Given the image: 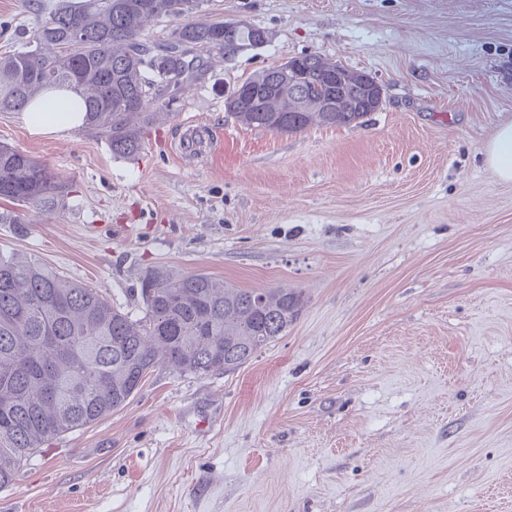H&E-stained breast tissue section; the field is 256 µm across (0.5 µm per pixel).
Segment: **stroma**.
I'll list each match as a JSON object with an SVG mask.
<instances>
[{"mask_svg":"<svg viewBox=\"0 0 512 512\" xmlns=\"http://www.w3.org/2000/svg\"><path fill=\"white\" fill-rule=\"evenodd\" d=\"M268 40L204 65L135 157L81 128L0 144L59 173L62 208L0 199V254L139 317L142 275L292 288L288 331L241 368L157 364L120 410L50 441L0 512H512V0H204ZM37 23L0 0V52ZM318 54L370 73L362 123L275 134L225 110L263 68ZM485 163L498 180L512 182V123L496 129L486 145Z\"/></svg>","mask_w":512,"mask_h":512,"instance_id":"obj_1","label":"stroma"}]
</instances>
